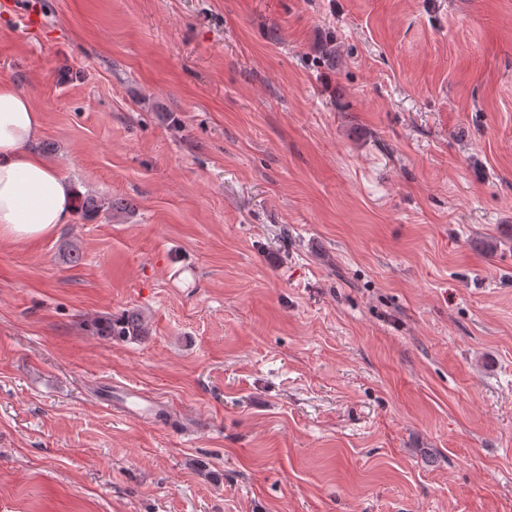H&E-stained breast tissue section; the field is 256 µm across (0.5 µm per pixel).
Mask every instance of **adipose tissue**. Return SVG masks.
Listing matches in <instances>:
<instances>
[{"label":"adipose tissue","mask_w":512,"mask_h":512,"mask_svg":"<svg viewBox=\"0 0 512 512\" xmlns=\"http://www.w3.org/2000/svg\"><path fill=\"white\" fill-rule=\"evenodd\" d=\"M43 115L9 80L0 81V238L52 234L75 215L77 187L30 145Z\"/></svg>","instance_id":"1"}]
</instances>
